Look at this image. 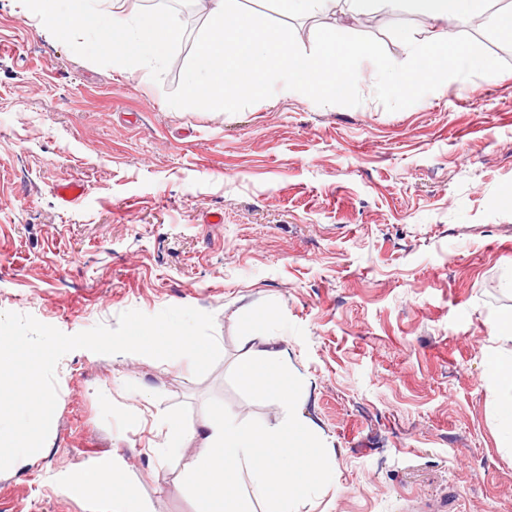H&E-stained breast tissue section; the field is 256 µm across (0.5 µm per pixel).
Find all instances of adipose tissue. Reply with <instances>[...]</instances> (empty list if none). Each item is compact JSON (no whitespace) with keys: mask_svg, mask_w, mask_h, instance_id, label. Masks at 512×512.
Listing matches in <instances>:
<instances>
[{"mask_svg":"<svg viewBox=\"0 0 512 512\" xmlns=\"http://www.w3.org/2000/svg\"><path fill=\"white\" fill-rule=\"evenodd\" d=\"M26 17L44 31L61 27L98 34V46L124 58L164 60L181 38L175 18L162 11H131L127 0H21ZM393 0H274L282 15L348 16L357 21L392 4ZM411 13L441 23L425 41L397 30L405 45L404 57L392 62L387 81L402 93L424 83H439L460 60L488 69L489 64L470 53L451 31L481 10L483 0H403ZM244 353L235 365L238 382L248 388L254 402L274 403L284 410L273 425L242 424L226 412L212 415L203 428L184 423L178 416L163 419L164 434L154 452L167 457L195 444L196 452L181 481L197 495L196 512H251L250 504L266 503V512H300L326 473L319 450L321 432L299 408V385L294 379L287 350L276 348L268 337L245 338ZM487 372L495 393L503 438L512 447V354L492 353ZM70 496L95 494L108 512H148L144 502L122 478L121 464L111 457L84 465L61 480Z\"/></svg>","mask_w":512,"mask_h":512,"instance_id":"ef3b65f1","label":"adipose tissue"}]
</instances>
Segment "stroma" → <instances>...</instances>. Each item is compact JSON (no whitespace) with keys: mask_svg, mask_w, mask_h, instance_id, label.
I'll return each instance as SVG.
<instances>
[{"mask_svg":"<svg viewBox=\"0 0 512 512\" xmlns=\"http://www.w3.org/2000/svg\"><path fill=\"white\" fill-rule=\"evenodd\" d=\"M171 10L181 41L141 63L0 0V311L71 335L187 306L213 315L221 349L201 377L185 358L66 354L49 446L0 473V512H104L59 480L113 453L150 512H195L174 485L195 449L159 460V423L221 410L277 423L280 408L252 404L233 373L258 331L287 349L326 439L301 512H512L487 376L489 354L512 349L491 327L512 310V70L447 80L396 112L375 99L371 65L355 107L279 89L236 114L177 109L166 95L205 12ZM289 23L302 50L328 27L393 59L395 28L430 27L403 8L373 26ZM73 180L85 193L61 207L54 189Z\"/></svg>","mask_w":512,"mask_h":512,"instance_id":"obj_1","label":"stroma"}]
</instances>
